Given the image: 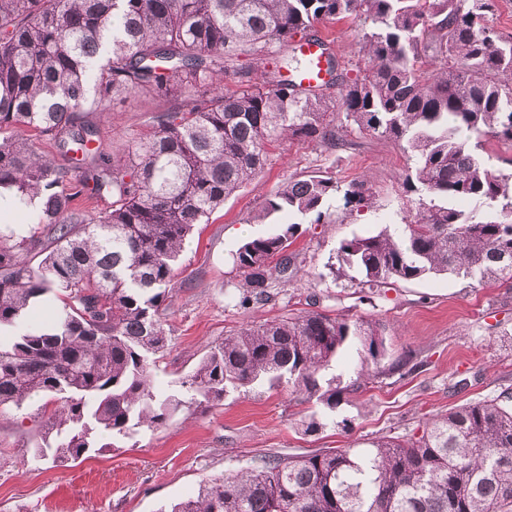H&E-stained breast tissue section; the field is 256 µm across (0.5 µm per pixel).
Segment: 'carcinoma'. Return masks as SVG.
<instances>
[{"mask_svg": "<svg viewBox=\"0 0 512 512\" xmlns=\"http://www.w3.org/2000/svg\"><path fill=\"white\" fill-rule=\"evenodd\" d=\"M495 9L496 0H0V188L22 205L39 199L47 236L35 265L36 240L0 236V330L19 329L0 336V407L55 399L57 440L39 455L76 461L104 438H131L262 381L334 411L358 381L324 386L321 374L346 346H359L358 375L380 367L379 323L309 312L243 326L174 393L152 387V355L167 342L162 305L195 225L263 173L268 145L339 141L338 108L359 132L401 147L412 162L406 191L430 197L394 230L341 244L339 267L371 290L444 274L512 280V176L475 154L485 137L512 144V36L488 24ZM346 17L362 26L363 58L346 80L327 54L339 102L261 68L289 49L284 64L302 69L295 37ZM243 56L259 74L239 70ZM227 78L242 87L223 90ZM177 94L184 103L157 113L121 157L87 119L132 96ZM333 197L351 213L373 207L367 180L319 173L284 184L256 221L288 212L318 223ZM106 198L101 212L80 206ZM297 230L281 224L232 254L239 305L272 300ZM52 292L63 303L52 321L24 326ZM166 512H512V393L451 408L417 437L264 457Z\"/></svg>", "mask_w": 512, "mask_h": 512, "instance_id": "1", "label": "carcinoma"}]
</instances>
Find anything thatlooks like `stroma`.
<instances>
[{"instance_id":"obj_1","label":"stroma","mask_w":512,"mask_h":512,"mask_svg":"<svg viewBox=\"0 0 512 512\" xmlns=\"http://www.w3.org/2000/svg\"><path fill=\"white\" fill-rule=\"evenodd\" d=\"M348 77L360 59V25L345 18L317 25ZM180 98L148 96L114 106L110 115L91 113L102 127L107 150H121L132 134L151 130L156 111L179 106ZM341 144L283 140L268 149L264 173L228 198L208 223L198 225L183 251L165 302L168 342L156 354L155 386L170 392L216 342L245 325L318 311L376 320L384 326L389 359L412 352L411 373L386 372L364 380L335 412L302 400L288 386H254L215 406L194 405L166 424L87 458L59 463L35 449L49 429L42 401L0 408V512H163L195 496L202 482L256 464L272 454H308L320 449L361 448L379 437L420 435L428 416L512 390V282L482 286L448 274L381 289L372 302L344 273H331L341 242L378 233L415 214L417 202L403 188L410 164L387 141L360 133L336 112ZM336 179H367L372 208L348 214L331 200L325 217L287 215L299 231L291 246L299 271L277 284L264 305L240 308L243 280L232 254L243 241L274 232L253 217L289 180L314 172ZM318 429L308 430L310 421Z\"/></svg>"}]
</instances>
